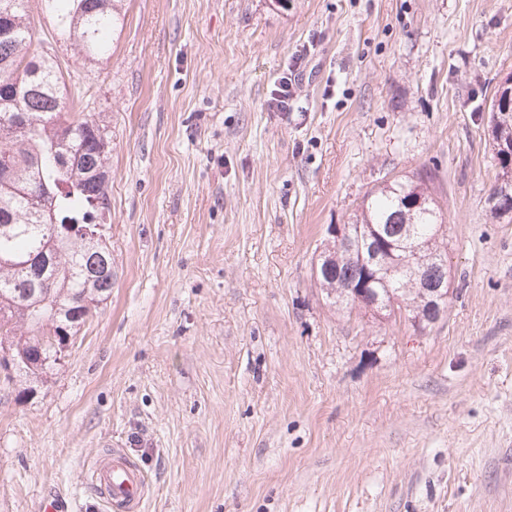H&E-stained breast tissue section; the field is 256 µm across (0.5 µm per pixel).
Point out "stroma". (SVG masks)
Masks as SVG:
<instances>
[{
    "label": "stroma",
    "mask_w": 512,
    "mask_h": 512,
    "mask_svg": "<svg viewBox=\"0 0 512 512\" xmlns=\"http://www.w3.org/2000/svg\"><path fill=\"white\" fill-rule=\"evenodd\" d=\"M27 10L112 137V292L52 368L0 375V512H107L87 468L109 446L145 512H512V223L486 208L512 0H123L98 60ZM421 170L446 316L329 305L327 225Z\"/></svg>",
    "instance_id": "1"
}]
</instances>
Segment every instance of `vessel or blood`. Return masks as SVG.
Returning a JSON list of instances; mask_svg holds the SVG:
<instances>
[{"label": "vessel or blood", "mask_w": 512, "mask_h": 512, "mask_svg": "<svg viewBox=\"0 0 512 512\" xmlns=\"http://www.w3.org/2000/svg\"><path fill=\"white\" fill-rule=\"evenodd\" d=\"M88 478L99 497L120 512H143L147 483L120 449H104L94 459Z\"/></svg>", "instance_id": "obj_1"}]
</instances>
